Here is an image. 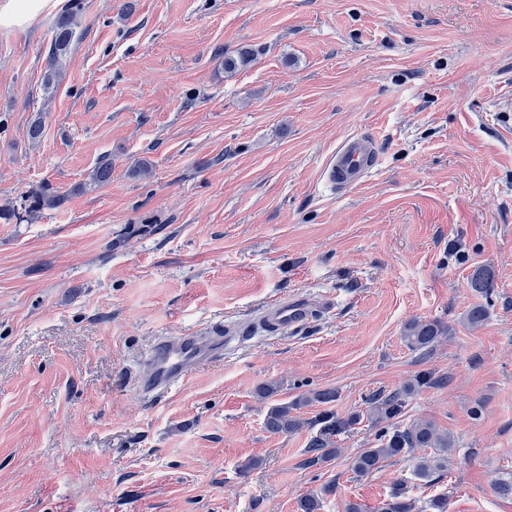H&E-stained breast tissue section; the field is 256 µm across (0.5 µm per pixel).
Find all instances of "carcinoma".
<instances>
[{
    "mask_svg": "<svg viewBox=\"0 0 512 512\" xmlns=\"http://www.w3.org/2000/svg\"><path fill=\"white\" fill-rule=\"evenodd\" d=\"M80 20L76 13L65 12L59 15L54 23L53 38L49 49L48 73L45 85L50 87L63 75V64L71 52L76 29ZM252 52L247 48L235 54L224 56V71L234 73L239 68L251 62ZM112 178V161H100L88 176V181L77 185L71 192H84L107 184ZM65 195L58 190L40 188L29 192L23 198L20 208L10 205L0 207V215L8 212L19 221H32L37 219L41 212L62 205ZM473 290L485 297L493 293L494 278L491 271L484 267L474 270L470 278ZM449 335L448 327L438 320H422L413 318L405 324L404 338L408 346L414 350L434 346L444 336ZM336 393L324 390L315 393L312 397H304L288 404H274L268 408L265 417L266 429L274 434H287L304 426V421L294 415V410L312 402L329 403L334 400ZM403 400L398 395L375 397L370 403L367 418L374 422L393 419L401 414ZM417 450L423 455L417 458L414 474L425 479L433 471L442 470L447 466L448 456L453 450L452 439L439 432L430 420H418L407 426H394L386 431L383 442L376 448L363 450L352 463L353 472L360 476H367L379 470L383 463L396 456L412 454ZM335 486L324 484L320 493L304 496L298 505L300 512H319L323 496L332 494ZM416 505L409 497L406 482L399 479L394 483L390 494L380 503L377 512H415Z\"/></svg>",
    "mask_w": 512,
    "mask_h": 512,
    "instance_id": "carcinoma-1",
    "label": "carcinoma"
}]
</instances>
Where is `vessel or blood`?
I'll use <instances>...</instances> for the list:
<instances>
[{"instance_id": "obj_1", "label": "vessel or blood", "mask_w": 512, "mask_h": 512, "mask_svg": "<svg viewBox=\"0 0 512 512\" xmlns=\"http://www.w3.org/2000/svg\"><path fill=\"white\" fill-rule=\"evenodd\" d=\"M378 164L376 140L355 134L337 146L324 167L323 176L333 189L344 191L361 185ZM320 307L319 301L304 294L279 297L263 307L259 324L271 334L286 327L294 331L308 324ZM234 333L233 326L229 325L223 333L214 336L197 331L160 337L138 371L139 393L151 400L163 398L191 373L223 360L224 347Z\"/></svg>"}]
</instances>
